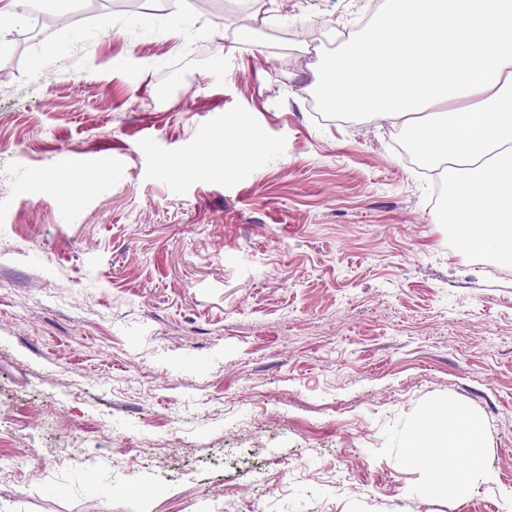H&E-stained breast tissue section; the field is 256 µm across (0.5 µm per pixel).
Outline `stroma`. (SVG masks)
<instances>
[{
    "instance_id": "obj_1",
    "label": "stroma",
    "mask_w": 512,
    "mask_h": 512,
    "mask_svg": "<svg viewBox=\"0 0 512 512\" xmlns=\"http://www.w3.org/2000/svg\"><path fill=\"white\" fill-rule=\"evenodd\" d=\"M372 2L0 15V512H512V263L279 49ZM452 401L494 481L451 499L406 440ZM253 0H236L240 11L244 13L243 21L247 22L242 28L243 34L259 32L263 29L272 28L280 23V15L274 8L266 9L261 12L260 9L253 10Z\"/></svg>"
}]
</instances>
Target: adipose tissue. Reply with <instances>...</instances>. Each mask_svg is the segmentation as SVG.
Masks as SVG:
<instances>
[{
  "mask_svg": "<svg viewBox=\"0 0 512 512\" xmlns=\"http://www.w3.org/2000/svg\"><path fill=\"white\" fill-rule=\"evenodd\" d=\"M318 85L336 114L365 110L411 143L430 136L420 160L448 186L443 222L512 260V0H384L371 30L337 33ZM433 440L469 457L481 426L452 408Z\"/></svg>",
  "mask_w": 512,
  "mask_h": 512,
  "instance_id": "ef3b65f1",
  "label": "adipose tissue"
}]
</instances>
